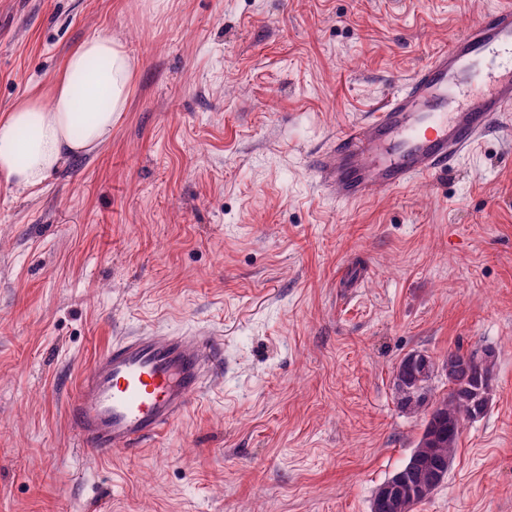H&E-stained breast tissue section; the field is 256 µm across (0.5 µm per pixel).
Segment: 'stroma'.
I'll use <instances>...</instances> for the list:
<instances>
[{"label":"stroma","instance_id":"1","mask_svg":"<svg viewBox=\"0 0 512 512\" xmlns=\"http://www.w3.org/2000/svg\"><path fill=\"white\" fill-rule=\"evenodd\" d=\"M500 0H0V113L95 35L133 59L110 143L0 179V512H370L422 415L408 353H495L415 512H512V127L346 204L309 166ZM222 344L167 433L98 458L67 405L142 331Z\"/></svg>","mask_w":512,"mask_h":512}]
</instances>
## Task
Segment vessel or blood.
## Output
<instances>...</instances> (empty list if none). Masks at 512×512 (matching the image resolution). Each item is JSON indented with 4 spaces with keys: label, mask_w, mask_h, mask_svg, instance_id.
I'll return each instance as SVG.
<instances>
[{
    "label": "vessel or blood",
    "mask_w": 512,
    "mask_h": 512,
    "mask_svg": "<svg viewBox=\"0 0 512 512\" xmlns=\"http://www.w3.org/2000/svg\"><path fill=\"white\" fill-rule=\"evenodd\" d=\"M486 89L472 92L475 78ZM512 124V0L436 52L373 112L312 155L319 183L356 204L446 170L485 134ZM221 362L208 336L144 333L115 343L80 375L67 407L80 446L102 458L159 437Z\"/></svg>",
    "instance_id": "vessel-or-blood-1"
}]
</instances>
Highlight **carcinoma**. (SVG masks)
Here are the masks:
<instances>
[{
    "instance_id": "carcinoma-1",
    "label": "carcinoma",
    "mask_w": 512,
    "mask_h": 512,
    "mask_svg": "<svg viewBox=\"0 0 512 512\" xmlns=\"http://www.w3.org/2000/svg\"><path fill=\"white\" fill-rule=\"evenodd\" d=\"M417 361L402 359L395 367L393 386L397 406L408 413H423V430L408 461L385 484L397 486V495L404 498L405 512H414L417 505L429 498L416 490L422 470L448 471L458 448L466 422L482 417L489 404L493 379L494 353L484 356L465 355L450 351L442 362L448 378V393L432 398L429 381L435 364L431 357L416 352Z\"/></svg>"
}]
</instances>
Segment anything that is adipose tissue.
<instances>
[{
	"instance_id": "1",
	"label": "adipose tissue",
	"mask_w": 512,
	"mask_h": 512,
	"mask_svg": "<svg viewBox=\"0 0 512 512\" xmlns=\"http://www.w3.org/2000/svg\"><path fill=\"white\" fill-rule=\"evenodd\" d=\"M133 77L131 58L112 37L72 49L48 94L24 95L0 114V179L20 192L34 189L68 158L110 142Z\"/></svg>"
}]
</instances>
